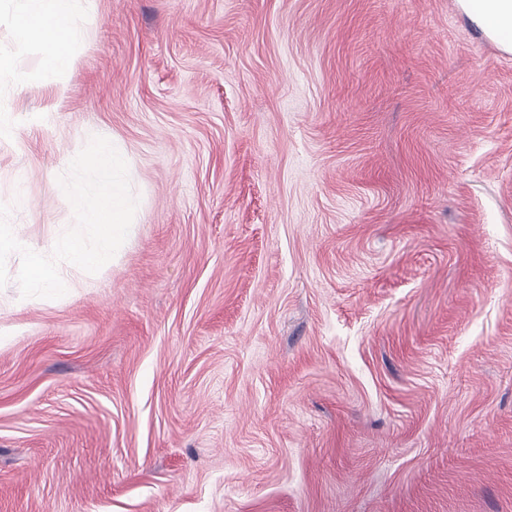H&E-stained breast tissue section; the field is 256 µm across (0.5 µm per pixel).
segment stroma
<instances>
[{"label":"stroma","mask_w":512,"mask_h":512,"mask_svg":"<svg viewBox=\"0 0 512 512\" xmlns=\"http://www.w3.org/2000/svg\"><path fill=\"white\" fill-rule=\"evenodd\" d=\"M0 0V203L94 136L134 235L0 288V512H512V53L458 0H96L61 81Z\"/></svg>","instance_id":"1"}]
</instances>
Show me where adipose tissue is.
Returning a JSON list of instances; mask_svg holds the SVG:
<instances>
[{
    "label": "adipose tissue",
    "mask_w": 512,
    "mask_h": 512,
    "mask_svg": "<svg viewBox=\"0 0 512 512\" xmlns=\"http://www.w3.org/2000/svg\"><path fill=\"white\" fill-rule=\"evenodd\" d=\"M19 44L46 42L53 51L45 60L44 77L54 82L73 63L72 48L83 36L95 0H10ZM466 15L512 51V0H464Z\"/></svg>",
    "instance_id": "obj_1"
}]
</instances>
